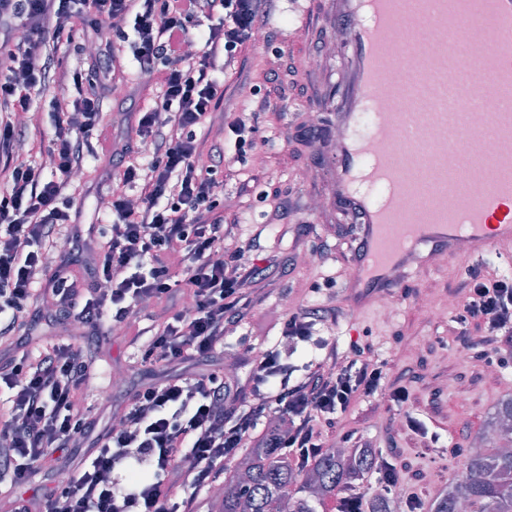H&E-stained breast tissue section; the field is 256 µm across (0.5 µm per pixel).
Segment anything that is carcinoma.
I'll return each mask as SVG.
<instances>
[{"instance_id":"cac0c4a2","label":"carcinoma","mask_w":512,"mask_h":512,"mask_svg":"<svg viewBox=\"0 0 512 512\" xmlns=\"http://www.w3.org/2000/svg\"><path fill=\"white\" fill-rule=\"evenodd\" d=\"M511 420L512 399L496 414L497 438L467 454L462 476L466 512H512V450L503 447ZM374 460L371 448H351L345 458L330 448L314 467L300 470L278 448H245L210 512H320L344 487L358 485L371 474ZM431 512H459L455 488H449Z\"/></svg>"}]
</instances>
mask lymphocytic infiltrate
I'll use <instances>...</instances> for the list:
<instances>
[{"label": "lymphocytic infiltrate", "instance_id": "lymphocytic-infiltrate-1", "mask_svg": "<svg viewBox=\"0 0 512 512\" xmlns=\"http://www.w3.org/2000/svg\"><path fill=\"white\" fill-rule=\"evenodd\" d=\"M274 0H0V485L15 488V512H209L224 465L262 443L314 465L325 438L358 399L387 395L402 405L406 386L388 377L372 345L341 352L322 342L320 359L294 377L277 349L247 348L243 384L198 373L134 385L118 422L90 418L84 389L98 368L97 347L114 329L139 323L144 308L167 302L149 336H134L142 367L194 363L224 349L231 327L247 323L276 281L265 229L228 251L239 220L224 216L225 180L236 170L226 146L255 149L258 129L237 117L215 120L224 98L217 78L253 44ZM113 38L100 39L102 27ZM81 38L86 73L53 67L47 44ZM137 69L152 91L131 108V131L151 152L116 147L106 102ZM53 133L38 150L21 148L49 83ZM207 126L209 135L197 137ZM96 140L115 170L108 199L110 233L80 236L72 205L74 171ZM135 184L137 197L124 188ZM78 239L58 254L63 239ZM84 266L86 281L71 273ZM456 339L490 359L512 344V279L471 271ZM343 308L305 307L285 316L281 335L309 342L316 326L334 325ZM73 321L82 341L30 345L27 328ZM71 468L65 485L33 484L53 465Z\"/></svg>", "mask_w": 512, "mask_h": 512}]
</instances>
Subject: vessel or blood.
I'll return each instance as SVG.
<instances>
[{
  "label": "vessel or blood",
  "instance_id": "vessel-or-blood-1",
  "mask_svg": "<svg viewBox=\"0 0 512 512\" xmlns=\"http://www.w3.org/2000/svg\"><path fill=\"white\" fill-rule=\"evenodd\" d=\"M399 15V0L326 10L352 22L345 93L322 108L332 114L324 200L359 217L362 248L342 285L354 313L390 295L421 247L475 260L512 248V0L454 17L447 0H426L418 36L397 45ZM369 139L383 151H367ZM422 194L428 207H409Z\"/></svg>",
  "mask_w": 512,
  "mask_h": 512
}]
</instances>
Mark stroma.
I'll return each mask as SVG.
<instances>
[{
    "label": "stroma",
    "instance_id": "stroma-1",
    "mask_svg": "<svg viewBox=\"0 0 512 512\" xmlns=\"http://www.w3.org/2000/svg\"><path fill=\"white\" fill-rule=\"evenodd\" d=\"M308 3L278 0L275 11L263 22L268 50L248 52L238 60L239 68L256 75L272 58H279L281 115L250 111L252 87L233 75L224 83L220 109L248 108L247 118L257 126L259 136L255 150L235 165L241 178L253 181L251 196L239 198L237 184L231 180L224 186L225 199L233 207L248 208L258 224L271 220L268 194L277 192L292 199L297 210L281 216L280 221L301 225L303 240L313 249L326 240L336 243L351 239L354 233L346 224L321 221L318 211L311 207L320 195V168L317 154L299 140V124L306 119L305 106L318 100L323 87L339 91L343 84L337 70L327 67L320 69L318 79L309 75V61L323 56L331 35L322 28L299 33L298 8ZM86 152V168L74 205L80 210L83 225L93 224L102 230L107 224L105 173L109 165L101 158L97 144H87ZM474 265V260L458 256L448 258L440 267H413L401 276L389 305H382L380 298H371L366 310L346 314L338 325L322 326L317 331L318 337L338 341L344 348L372 340L380 358L395 361L397 369L416 373L411 412L426 424L430 434L436 435L434 446L415 444L409 435L395 430L403 411L382 397L352 405L343 415L339 430L357 431L372 448L393 452L407 493L417 495L428 507L463 475V459L451 456V449L470 448L499 404L512 397V350L502 349L501 355L508 363L496 373H489L483 366L467 369L459 362L460 345L448 334V324L456 311L448 306L446 285L466 277ZM349 272V265L338 261L332 252L317 255L311 263H296L293 271L282 276L279 294L256 310L249 323L233 329L226 346L237 353L254 344L275 346L290 366L302 368L316 354L315 345L291 346L280 338L278 321L300 307L328 299L344 304L340 285ZM427 293L433 298L434 308L443 309L442 317H435L434 309L422 306L421 298ZM461 394L466 397L462 403L457 400Z\"/></svg>",
    "mask_w": 512,
    "mask_h": 512
}]
</instances>
